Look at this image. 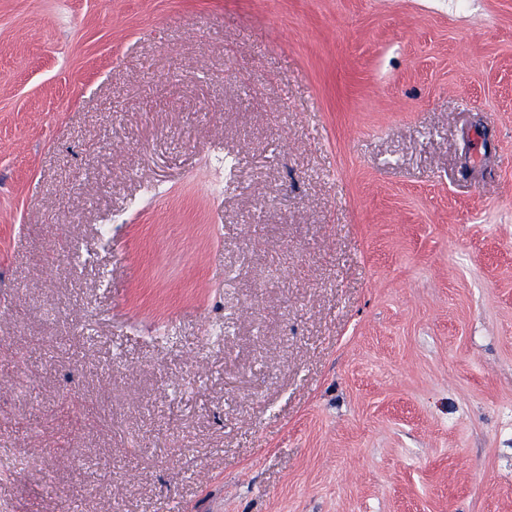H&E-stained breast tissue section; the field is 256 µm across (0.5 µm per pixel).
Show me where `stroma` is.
Returning a JSON list of instances; mask_svg holds the SVG:
<instances>
[{"instance_id":"1","label":"stroma","mask_w":512,"mask_h":512,"mask_svg":"<svg viewBox=\"0 0 512 512\" xmlns=\"http://www.w3.org/2000/svg\"><path fill=\"white\" fill-rule=\"evenodd\" d=\"M22 448L0 512H512V0H0Z\"/></svg>"}]
</instances>
